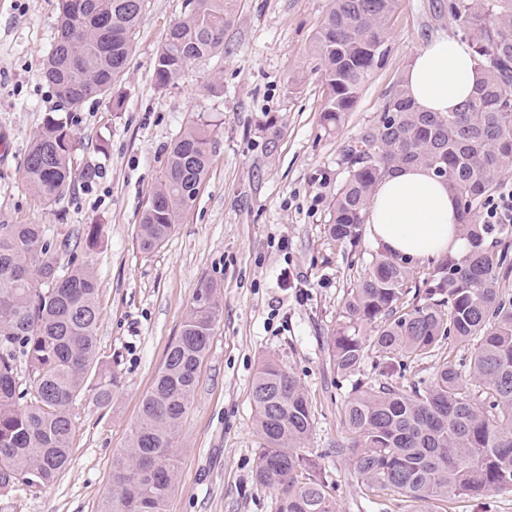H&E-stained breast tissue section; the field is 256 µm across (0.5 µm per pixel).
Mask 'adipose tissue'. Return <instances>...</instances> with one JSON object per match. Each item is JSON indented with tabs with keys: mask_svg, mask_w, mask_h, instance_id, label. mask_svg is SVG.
Instances as JSON below:
<instances>
[{
	"mask_svg": "<svg viewBox=\"0 0 512 512\" xmlns=\"http://www.w3.org/2000/svg\"><path fill=\"white\" fill-rule=\"evenodd\" d=\"M479 79L466 43L451 38L420 50L405 73V87L423 112H454L470 99ZM368 222L374 240L395 255L441 258L468 251L458 225V205L430 170L402 166L377 184Z\"/></svg>",
	"mask_w": 512,
	"mask_h": 512,
	"instance_id": "ef3b65f1",
	"label": "adipose tissue"
}]
</instances>
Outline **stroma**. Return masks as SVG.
I'll list each match as a JSON object with an SVG mask.
<instances>
[{"instance_id":"obj_1","label":"stroma","mask_w":512,"mask_h":512,"mask_svg":"<svg viewBox=\"0 0 512 512\" xmlns=\"http://www.w3.org/2000/svg\"><path fill=\"white\" fill-rule=\"evenodd\" d=\"M430 2L399 0L384 56L344 124L329 132L311 50L328 0H239L223 54L193 62L163 90L154 83L156 52L186 0H145L124 77L70 114L78 177L46 206L30 191L23 162L33 135L59 109L43 76L57 0H0V224H41L51 237L77 241L98 280V352L114 378L108 407L86 396L73 406L70 461L56 482L36 495L0 497V512H97L141 401L209 282L218 285L223 313L175 438L168 512H275L274 491L255 480L262 441L251 397L268 358L303 386L315 416L305 449L331 483L338 512H411L400 495L365 496L343 450L341 405L355 382L376 384L381 371L372 353L357 377L338 376L326 340L357 269L380 245L367 234L348 254L325 226L347 176L344 147L378 121L420 49L467 38ZM198 118L214 126L207 177L167 241L144 252L141 214L169 145ZM270 118L281 130L271 153L262 132ZM93 227L98 242L89 247Z\"/></svg>"}]
</instances>
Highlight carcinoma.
Wrapping results in <instances>:
<instances>
[{
  "mask_svg": "<svg viewBox=\"0 0 512 512\" xmlns=\"http://www.w3.org/2000/svg\"><path fill=\"white\" fill-rule=\"evenodd\" d=\"M144 0H58L56 36L43 74L73 110L110 93L134 50ZM236 0H189L156 53L155 84L165 88L195 61L224 52ZM398 0H329L314 36L326 86L322 121L339 128L384 55ZM448 16L468 31L482 77L458 112L416 109L405 88L376 126L341 158L347 179L336 193L327 232L356 248L377 182L417 164L448 183L468 252L446 257L410 290L407 260L378 252L344 301L327 341L336 374L355 376L369 351L394 377L398 357L432 355L443 341L458 361L438 365L424 385L355 386L341 406L347 451L369 493L389 491L434 512L460 495L512 493V279L506 242L511 224L473 219L499 175L512 169V0H456ZM210 124L192 122L167 153L164 173L144 209L139 246L161 247L193 202L210 166ZM68 122L47 118L24 159V178L45 204L77 178L69 165ZM69 256L61 264V256ZM98 280L69 239L39 224H0V491L36 494L66 466L71 405L87 391L100 407L112 398V371L98 368ZM220 313L215 289H201L180 335L142 401L127 448L112 462V492L98 512H167L175 486L173 440L194 395ZM262 448L256 481L276 494V512H336L318 464L303 451L315 418L296 376L275 360L252 385Z\"/></svg>",
  "mask_w": 512,
  "mask_h": 512,
  "instance_id": "carcinoma-1",
  "label": "carcinoma"
}]
</instances>
